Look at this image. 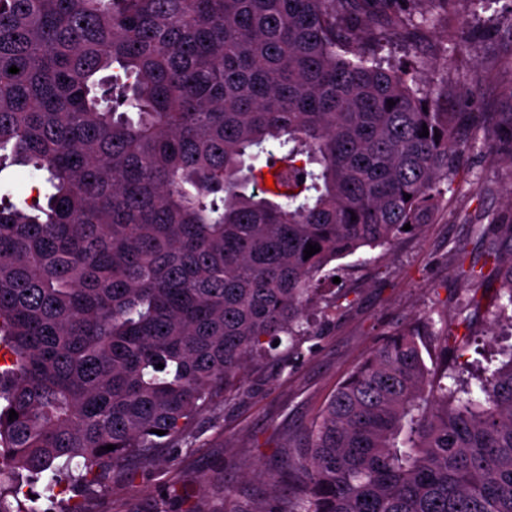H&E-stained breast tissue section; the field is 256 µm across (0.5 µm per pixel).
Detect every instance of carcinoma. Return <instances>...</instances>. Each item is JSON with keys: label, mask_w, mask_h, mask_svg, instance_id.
I'll return each instance as SVG.
<instances>
[{"label": "carcinoma", "mask_w": 512, "mask_h": 512, "mask_svg": "<svg viewBox=\"0 0 512 512\" xmlns=\"http://www.w3.org/2000/svg\"><path fill=\"white\" fill-rule=\"evenodd\" d=\"M363 2L0 0V172L44 174L0 201V512H40L24 471L84 512L62 494L180 447L338 307L327 266L429 223L460 149H494L374 59ZM497 146L512 164V115ZM491 224L456 272L512 324V213ZM480 304L388 331L252 512H512V347L476 389L457 365ZM44 178L29 169L17 166L7 167L0 173V194L8 195L20 205L26 198L36 194L35 188H41Z\"/></svg>", "instance_id": "carcinoma-1"}]
</instances>
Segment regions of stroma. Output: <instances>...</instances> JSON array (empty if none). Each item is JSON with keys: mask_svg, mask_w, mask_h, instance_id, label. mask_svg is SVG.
<instances>
[{"mask_svg": "<svg viewBox=\"0 0 512 512\" xmlns=\"http://www.w3.org/2000/svg\"><path fill=\"white\" fill-rule=\"evenodd\" d=\"M366 7L401 18L412 39L381 29L380 58L417 60L412 81L435 92L448 112L512 113V0H450L435 26H419L404 0H368ZM512 186L506 156L466 154L431 224L388 248L363 249L336 263L348 300L314 318L295 353L251 366L230 402L200 413L186 445L159 450L148 465H131L91 500L72 495L84 512H241L267 492L248 477L275 472L302 427L336 386L396 324L433 310L454 317L467 286L456 276V253L481 257L474 225L507 213Z\"/></svg>", "mask_w": 512, "mask_h": 512, "instance_id": "35a3bbf8", "label": "stroma"}]
</instances>
